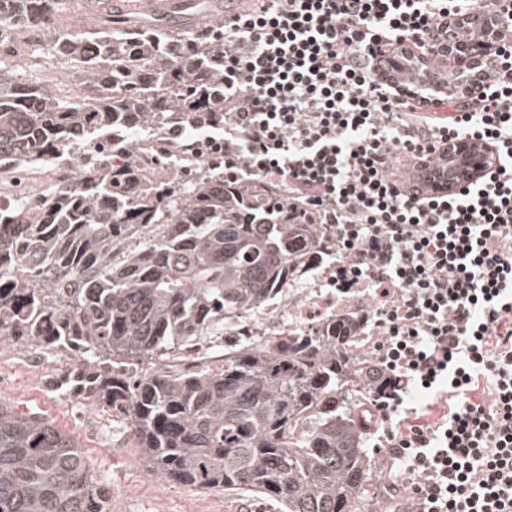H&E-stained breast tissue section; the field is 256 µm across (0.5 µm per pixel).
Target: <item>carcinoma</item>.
Wrapping results in <instances>:
<instances>
[{
	"mask_svg": "<svg viewBox=\"0 0 512 512\" xmlns=\"http://www.w3.org/2000/svg\"><path fill=\"white\" fill-rule=\"evenodd\" d=\"M0 0V44L50 24L57 0ZM112 0H81L80 26L49 48L85 91L65 93L0 73V164L16 182L70 153L78 186L0 208V335L79 365L53 379L64 394L125 418L150 474L248 494L277 512H364L373 469L364 397L372 358L366 314L347 308L305 330L240 342L224 367L183 372L153 360L264 308L335 251L332 231L306 221L274 183L212 175L204 158L139 164L142 129L162 135L192 119L220 121L217 44L174 35L171 19L200 0L165 3L142 28ZM144 239L139 248L126 242ZM110 486L81 446L39 414L0 404V512H110Z\"/></svg>",
	"mask_w": 512,
	"mask_h": 512,
	"instance_id": "1",
	"label": "carcinoma"
}]
</instances>
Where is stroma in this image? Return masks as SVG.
<instances>
[{"label": "stroma", "instance_id": "1", "mask_svg": "<svg viewBox=\"0 0 512 512\" xmlns=\"http://www.w3.org/2000/svg\"><path fill=\"white\" fill-rule=\"evenodd\" d=\"M26 79L41 81L47 92L66 90L80 100L79 84H61L62 58L29 53L15 55ZM74 363L70 353L46 354L35 344L0 336V403L32 409L72 436L82 447L93 474L111 488L110 512H254L252 498L204 490L149 476L140 459L131 429L118 415L73 395L55 392L49 381ZM224 363V333L215 331L198 349L156 359L182 370L217 368Z\"/></svg>", "mask_w": 512, "mask_h": 512}]
</instances>
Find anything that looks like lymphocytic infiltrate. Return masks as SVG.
Masks as SVG:
<instances>
[{"instance_id":"lymphocytic-infiltrate-1","label":"lymphocytic infiltrate","mask_w":512,"mask_h":512,"mask_svg":"<svg viewBox=\"0 0 512 512\" xmlns=\"http://www.w3.org/2000/svg\"><path fill=\"white\" fill-rule=\"evenodd\" d=\"M469 10L502 18L482 94L418 107L384 88L377 55H427ZM219 39L223 128L169 138L226 181L281 186L333 227L337 283L376 296L369 433L398 462L389 494L406 512H512V0H261ZM462 136L492 153L481 180L404 189L409 160Z\"/></svg>"}]
</instances>
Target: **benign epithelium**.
I'll return each mask as SVG.
<instances>
[{"mask_svg":"<svg viewBox=\"0 0 512 512\" xmlns=\"http://www.w3.org/2000/svg\"><path fill=\"white\" fill-rule=\"evenodd\" d=\"M481 30L478 38L469 37L472 26ZM502 37V21L496 13H465L453 19L451 32L436 40L432 56L445 59L459 76L457 97L467 99L482 91L481 80L495 59Z\"/></svg>","mask_w":512,"mask_h":512,"instance_id":"benign-epithelium-1","label":"benign epithelium"}]
</instances>
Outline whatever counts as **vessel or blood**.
<instances>
[{"label":"vessel or blood","mask_w":512,"mask_h":512,"mask_svg":"<svg viewBox=\"0 0 512 512\" xmlns=\"http://www.w3.org/2000/svg\"><path fill=\"white\" fill-rule=\"evenodd\" d=\"M387 84L390 90L401 87L422 86L435 98L448 97V83L453 72L448 63L434 61L428 70H421L411 64L389 69ZM487 152L471 140L462 138L450 143L447 150L420 161L405 173L409 186L429 192H455L468 185L470 171L487 167Z\"/></svg>","instance_id":"obj_1"}]
</instances>
